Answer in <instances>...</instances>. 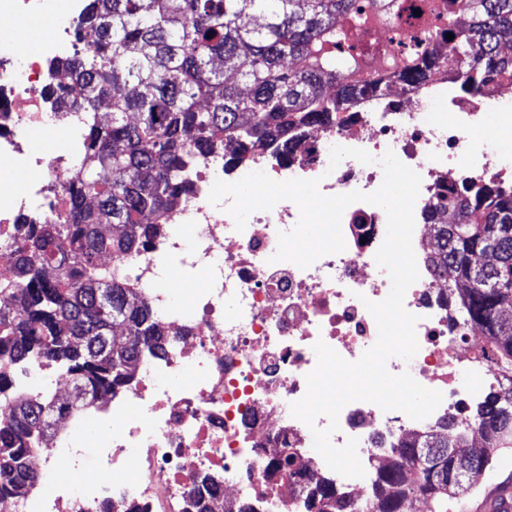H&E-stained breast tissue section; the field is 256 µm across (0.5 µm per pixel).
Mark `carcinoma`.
Masks as SVG:
<instances>
[{"mask_svg":"<svg viewBox=\"0 0 512 512\" xmlns=\"http://www.w3.org/2000/svg\"><path fill=\"white\" fill-rule=\"evenodd\" d=\"M430 14L448 21L452 56L466 73L462 89L478 90L512 75V0H447ZM369 14L356 0H88L81 24L92 45L57 63L78 94L60 87L61 107L111 118L93 122L86 164L65 187L67 222L29 224L17 259L14 289L22 311L0 312V399L16 402L0 421V508L34 487L29 466L47 449L44 422L90 409L127 382L146 346L164 354L163 335L135 289L102 271L101 258L148 246L159 219L191 190L196 158L223 152L238 165L259 149L288 155L299 131L329 123L347 109L342 72L356 56L341 42L367 32ZM403 67L425 76L436 58ZM432 224L429 260L468 319L486 336L501 387L472 412V428L448 421L441 432L403 441L378 469L372 512H409L413 499L428 512H448L491 469L495 453L512 447V190L472 181L442 203ZM495 260L478 264L488 250ZM53 267L57 278L43 271ZM37 362L71 379L86 403L56 404L49 392L14 393L15 370ZM309 507L341 512L324 488Z\"/></svg>","mask_w":512,"mask_h":512,"instance_id":"obj_1","label":"carcinoma"}]
</instances>
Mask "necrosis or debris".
I'll return each mask as SVG.
<instances>
[{
  "label": "necrosis or debris",
  "mask_w": 512,
  "mask_h": 512,
  "mask_svg": "<svg viewBox=\"0 0 512 512\" xmlns=\"http://www.w3.org/2000/svg\"><path fill=\"white\" fill-rule=\"evenodd\" d=\"M401 2L411 11L408 20L397 23L388 15L370 27L374 58L343 81L347 88L376 84V95L351 100L332 123L306 128L291 158L271 149L233 168L225 167L219 153L199 158L189 174L190 199L166 213L152 244L103 258L105 269L120 270L147 299L170 347L161 358L142 352L129 382L95 411L76 414L71 430L34 459L43 491L25 500L22 512H100L111 497L138 512H188L197 492L207 512H240L245 506L254 512H305L311 492L325 481L359 507L373 501L377 470L393 445L448 418L468 428L474 394L496 386L497 374L482 357L481 329L450 310L448 289L426 259L427 224L440 195H452L462 183L486 180L512 189V151L497 142L498 130L512 128V78L462 94V74L448 64L447 38L434 43L423 38L419 10L427 0ZM84 7L85 0H0L1 20L38 24L46 16L56 18L36 56H23L12 41L0 38V162L38 174L24 184L0 181V308L5 310L19 308L4 284L13 278L23 225L56 223L68 208L63 187L83 162L84 124L77 113L60 111L45 89L63 83L48 65L78 50L71 29ZM418 42L439 60L426 77L410 81L387 62L405 59ZM489 118L492 133L472 138V128ZM60 127L69 130L68 150L50 154L34 146L33 133L49 137ZM335 145L376 157L394 152L421 176L413 232L420 278L404 298L406 310L419 318V350L411 361L393 358L387 367L394 374L410 372L443 395L423 420L365 401L341 410L332 442L340 446L357 439L365 469L361 478L327 466L290 405L306 392L317 341L354 362L377 340V324L365 303L384 300L391 288L375 260L386 234L385 212L365 202L350 205L341 221L345 250L302 269L271 260L279 232L298 220L293 202L252 213L239 232L224 207L209 201L216 180L234 182L258 170L276 181L319 180L326 195L375 191L383 181L381 167L348 158L330 168ZM176 260L197 282L186 303L180 289L157 285ZM90 443L91 460L85 451ZM283 454L293 458L285 475L276 471ZM89 464L94 474L88 480L60 477L63 469L81 471ZM132 465L138 474L126 477Z\"/></svg>",
  "instance_id": "4bbe7bcc"
}]
</instances>
